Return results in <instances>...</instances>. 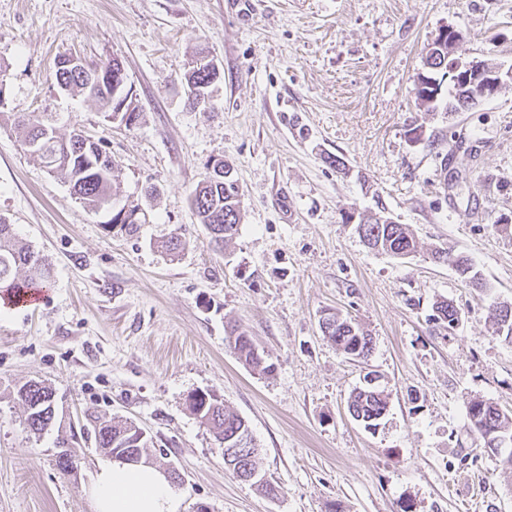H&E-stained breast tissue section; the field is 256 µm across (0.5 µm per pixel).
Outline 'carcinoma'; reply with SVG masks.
I'll use <instances>...</instances> for the list:
<instances>
[{"instance_id":"cac0c4a2","label":"carcinoma","mask_w":512,"mask_h":512,"mask_svg":"<svg viewBox=\"0 0 512 512\" xmlns=\"http://www.w3.org/2000/svg\"><path fill=\"white\" fill-rule=\"evenodd\" d=\"M424 68L423 75L427 78L434 74L444 75L448 70L447 56L440 55L434 62L424 59ZM55 77L57 83L70 87V91L83 92L85 78L81 74L64 71L55 73ZM435 92L436 89L427 85L416 86L419 105L427 112L437 105ZM446 109L450 112L470 109L468 98L452 81L448 83ZM16 126L22 131L26 144L46 129L45 125L25 114L17 116ZM35 155L49 172L68 183L73 194L87 207L101 209L109 204L115 167L103 141H97L93 148H84L76 140V133L60 138L52 129L50 135L40 140ZM190 204L198 223L204 225L208 232L209 243L221 247L230 242L238 233L243 218L239 188L233 178L231 165L224 164L222 177L205 175L193 190ZM357 231L368 241L369 246L395 257L416 252V239L408 225L392 223L382 212L360 218ZM431 256L437 262L451 261L466 283L474 288L482 287L468 258L453 257L448 250L439 248L433 249ZM51 277L52 268L47 259L19 239L12 225L0 217V288L17 296L44 287ZM457 313V308L448 301H441L435 306L436 321L449 328ZM489 318L495 333L512 344V305L493 308ZM323 321V335L335 343L342 353L360 360L370 356L371 338L355 321L335 313L327 314ZM225 340L237 358L253 372L267 375L274 370L273 365L259 352L252 336L238 326L230 327ZM16 398L24 408L25 427L29 432L39 436L55 426L56 410L52 409V405L56 404V400L53 391L44 386L43 381L26 382L17 389ZM199 406L204 408L199 415L202 424L213 433L216 440L224 444V453L228 456L224 464L240 480H249L251 473L258 470V448L249 423L212 395L208 396V401H200ZM387 407V396L371 386L355 390L349 401V409L354 413V418L366 427L378 426V420L385 415ZM467 416L471 428L484 439V451L500 457L503 465L512 469V449H501L493 440L486 439V434L491 430L496 437L512 439V418L485 400L470 402ZM93 433L96 447L110 454L117 448H131L146 460L152 457L151 437L142 436L139 426L132 421L98 419L93 426Z\"/></svg>"}]
</instances>
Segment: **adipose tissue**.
<instances>
[{
	"label": "adipose tissue",
	"mask_w": 512,
	"mask_h": 512,
	"mask_svg": "<svg viewBox=\"0 0 512 512\" xmlns=\"http://www.w3.org/2000/svg\"><path fill=\"white\" fill-rule=\"evenodd\" d=\"M86 493L93 512H183L168 473L143 462L98 459Z\"/></svg>",
	"instance_id": "adipose-tissue-1"
}]
</instances>
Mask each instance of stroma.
I'll list each match as a JSON object with an SVG mask.
<instances>
[{
  "label": "stroma",
  "mask_w": 512,
  "mask_h": 512,
  "mask_svg": "<svg viewBox=\"0 0 512 512\" xmlns=\"http://www.w3.org/2000/svg\"><path fill=\"white\" fill-rule=\"evenodd\" d=\"M249 3L0 0V216L53 269L35 306L0 305V512H91L101 451L80 438L75 470L58 469L53 435L30 434L15 397L31 379L53 387L59 420L146 429L157 464L181 474L184 512H512V470L467 419L478 398L512 416V345L488 318L512 304V83L451 115L416 103L443 26L462 31L463 56L512 66V0ZM203 47L221 71L208 112L189 106L184 80ZM67 54L122 62L136 124L58 87ZM17 112L104 139L111 204L89 209L50 174ZM216 158L234 168L243 213L221 252L190 208ZM131 205L146 215L132 232L112 221ZM380 209L410 225L415 253L372 250L345 221ZM177 232L187 246L172 261L161 245ZM435 247L469 257L483 290L432 261ZM442 300L459 311L454 330L430 319ZM328 310L371 336L366 362L323 336ZM231 322L272 374L231 353ZM369 373L389 396L373 430L348 411ZM195 391L248 421L277 497L226 468L186 407Z\"/></svg>",
  "instance_id": "1"
}]
</instances>
